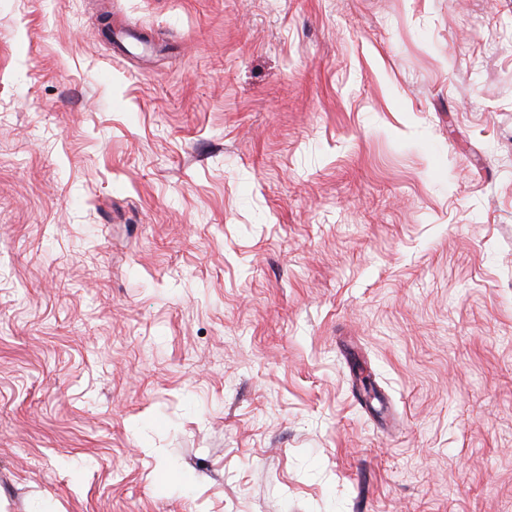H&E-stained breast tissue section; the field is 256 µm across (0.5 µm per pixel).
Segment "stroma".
<instances>
[{
	"mask_svg": "<svg viewBox=\"0 0 512 512\" xmlns=\"http://www.w3.org/2000/svg\"><path fill=\"white\" fill-rule=\"evenodd\" d=\"M0 512H512V0H0Z\"/></svg>",
	"mask_w": 512,
	"mask_h": 512,
	"instance_id": "obj_1",
	"label": "stroma"
}]
</instances>
